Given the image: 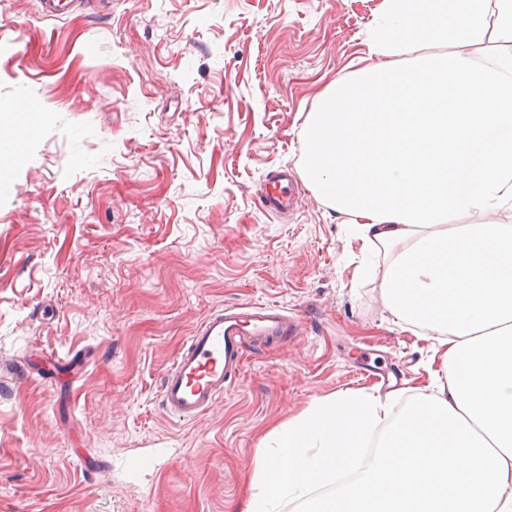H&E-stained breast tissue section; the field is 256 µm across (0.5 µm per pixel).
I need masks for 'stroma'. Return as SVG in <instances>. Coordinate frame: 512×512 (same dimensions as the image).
Here are the masks:
<instances>
[{"label": "stroma", "mask_w": 512, "mask_h": 512, "mask_svg": "<svg viewBox=\"0 0 512 512\" xmlns=\"http://www.w3.org/2000/svg\"><path fill=\"white\" fill-rule=\"evenodd\" d=\"M0 0V106L41 120L0 189V512H233L257 452L313 400L410 389L428 341L303 171L316 94L372 65L381 0ZM302 190L281 219L269 172ZM298 335L245 349L200 419L165 370L227 305Z\"/></svg>", "instance_id": "obj_1"}]
</instances>
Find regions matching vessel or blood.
<instances>
[{"instance_id": "b4317fda", "label": "vessel or blood", "mask_w": 512, "mask_h": 512, "mask_svg": "<svg viewBox=\"0 0 512 512\" xmlns=\"http://www.w3.org/2000/svg\"><path fill=\"white\" fill-rule=\"evenodd\" d=\"M293 184L266 178L262 205L272 215L289 210ZM297 322L274 303L227 307L195 328L166 370L161 390L165 412L180 422L203 416L241 374L247 343H271L295 333Z\"/></svg>"}]
</instances>
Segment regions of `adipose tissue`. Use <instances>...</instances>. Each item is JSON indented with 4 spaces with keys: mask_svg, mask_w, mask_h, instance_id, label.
Instances as JSON below:
<instances>
[{
    "mask_svg": "<svg viewBox=\"0 0 512 512\" xmlns=\"http://www.w3.org/2000/svg\"><path fill=\"white\" fill-rule=\"evenodd\" d=\"M378 65L336 77L303 164L396 321L431 355L402 390L314 400L235 512H512V0H383Z\"/></svg>",
    "mask_w": 512,
    "mask_h": 512,
    "instance_id": "1",
    "label": "adipose tissue"
}]
</instances>
